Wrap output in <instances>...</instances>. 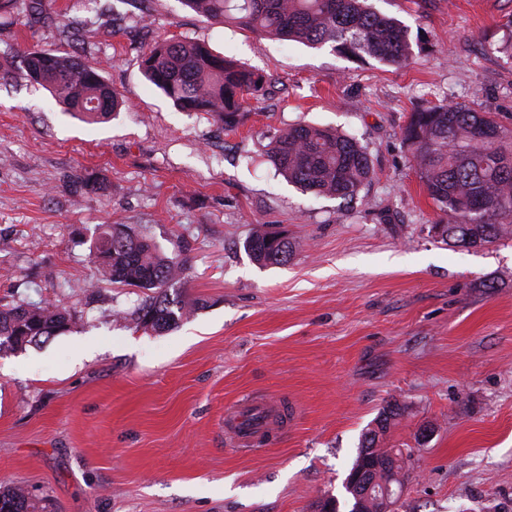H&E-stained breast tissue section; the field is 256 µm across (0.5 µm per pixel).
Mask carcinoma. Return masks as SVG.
<instances>
[{
	"instance_id": "cac0c4a2",
	"label": "carcinoma",
	"mask_w": 512,
	"mask_h": 512,
	"mask_svg": "<svg viewBox=\"0 0 512 512\" xmlns=\"http://www.w3.org/2000/svg\"><path fill=\"white\" fill-rule=\"evenodd\" d=\"M198 15L223 24L311 47L325 44L360 60L387 65L409 61V28L367 0H182ZM22 68L69 111L88 121L111 117L122 101L98 72L73 55L26 51ZM144 76L182 112L205 115L232 127L250 101L267 92L264 75L229 55L195 41H163L142 57ZM492 113L472 105H433L411 113L402 130L429 197L448 216L432 229L454 246L482 248L512 235V149ZM275 171L305 193L352 201L374 175L369 153L358 139L335 130L297 124L272 137L268 151ZM245 251L261 266L288 264L295 245L258 230ZM88 258L100 280L150 291L130 313L135 327L170 331L199 306L170 293L185 270L179 254L167 255L152 239L116 226L101 232ZM72 313L53 303L0 304V337L14 336L18 349L39 345L68 330ZM401 416L390 403L374 422L385 433ZM0 512H44L19 487L0 490Z\"/></svg>"
}]
</instances>
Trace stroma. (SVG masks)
<instances>
[{"mask_svg":"<svg viewBox=\"0 0 512 512\" xmlns=\"http://www.w3.org/2000/svg\"><path fill=\"white\" fill-rule=\"evenodd\" d=\"M407 25L404 66L360 61L197 15L180 0H20L0 25V299L75 316L43 345L0 354V488L46 512H315L343 487L379 411L403 456L395 512H512V238L465 249L432 230L402 129L415 106L478 101L512 131V0H370ZM192 40L272 78L225 130L178 111L144 77L143 52ZM74 54L127 105L102 123L65 112L20 65ZM299 123L356 135L372 183L345 202L305 194L264 157ZM99 186L88 192L84 180ZM102 224L184 252L176 289L202 307L163 334L126 312L143 292L95 280ZM296 244L285 266L244 250L256 230ZM287 413L266 446L227 422ZM426 440H418L420 429Z\"/></svg>","mask_w":512,"mask_h":512,"instance_id":"stroma-1","label":"stroma"}]
</instances>
